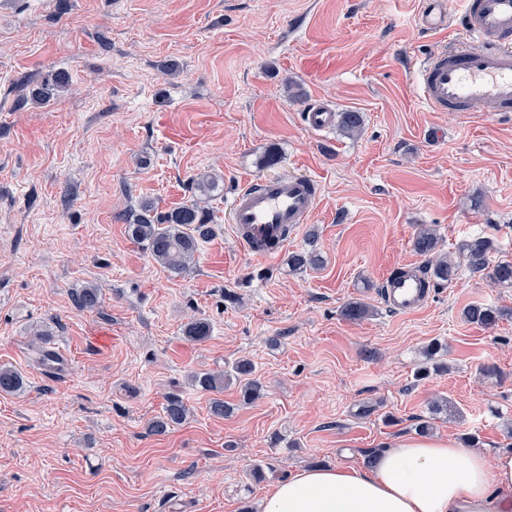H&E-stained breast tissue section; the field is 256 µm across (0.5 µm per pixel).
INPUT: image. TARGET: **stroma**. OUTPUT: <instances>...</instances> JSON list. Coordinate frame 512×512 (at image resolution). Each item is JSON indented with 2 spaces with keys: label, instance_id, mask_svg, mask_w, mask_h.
Returning <instances> with one entry per match:
<instances>
[{
  "label": "stroma",
  "instance_id": "obj_1",
  "mask_svg": "<svg viewBox=\"0 0 512 512\" xmlns=\"http://www.w3.org/2000/svg\"><path fill=\"white\" fill-rule=\"evenodd\" d=\"M422 2L0 0V365L26 381L0 395V512H251L295 471L365 462L426 418L512 450V319L462 318L512 308V289L466 273L407 315L378 295L391 270L423 264L420 224L442 250L483 234L512 258V115L417 97L414 63L456 35L419 28ZM58 71L68 89L35 101ZM316 100L363 113L362 132L315 135L302 114ZM276 169L322 186L287 244L317 231L320 270L255 257L228 222L233 191ZM202 174L223 183L206 202L217 234L177 275L128 217L144 199L160 212L192 200ZM86 286L96 310L73 301ZM351 301L370 316L344 319ZM193 315L212 324L199 345L182 336ZM41 329L58 369L36 362ZM435 342L448 370L417 378ZM242 357L264 395L244 405L225 386L235 410L213 417L190 375ZM171 394L186 421L149 434ZM439 397L451 414L431 416ZM462 316L463 319L470 324H477L485 328H492L503 319H512V308L504 309L487 306L481 303H474L463 309Z\"/></svg>",
  "mask_w": 512,
  "mask_h": 512
}]
</instances>
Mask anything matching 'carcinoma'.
<instances>
[{
	"instance_id": "obj_1",
	"label": "carcinoma",
	"mask_w": 512,
	"mask_h": 512,
	"mask_svg": "<svg viewBox=\"0 0 512 512\" xmlns=\"http://www.w3.org/2000/svg\"><path fill=\"white\" fill-rule=\"evenodd\" d=\"M68 85L69 75L59 71L52 79L32 90V96L42 100L53 90ZM341 126L346 133L354 135L362 130L364 117L360 112H345L341 115ZM127 228L132 240L141 244L157 264L174 274L189 271L201 244L216 234L211 214L200 199L163 213L157 212L153 203L142 201L139 203V212L134 214ZM413 249L424 257L423 268L437 286L452 284L466 269L474 275L486 276L498 288H512V259H494L497 247L488 236L467 237L460 241L455 251L443 253L437 230L423 224L413 238ZM287 264L288 269L296 273L321 268L324 258L317 247V235L310 234L309 247L288 254ZM74 301L81 309H95L100 303L99 291L94 287L83 288L76 292ZM341 314L349 321H360L370 314V309L361 302L352 301L343 307ZM462 316L470 324L492 328L503 319H512V308L474 303L463 309ZM211 332V323L205 317L191 318L182 329L185 340L194 344L207 341ZM230 382L238 384L245 404L253 403L263 395V386L255 377V367L248 359H239L223 371L191 374L193 386L215 394L210 399L209 411L218 418L232 413V407L221 398L224 384ZM24 389V377L19 371L0 366V394H17ZM188 414L189 408L184 400L177 395H170L164 404L163 414L151 419L147 428L154 435H164L171 428L182 424Z\"/></svg>"
}]
</instances>
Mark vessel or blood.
<instances>
[{"label":"vessel or blood","mask_w":512,"mask_h":512,"mask_svg":"<svg viewBox=\"0 0 512 512\" xmlns=\"http://www.w3.org/2000/svg\"><path fill=\"white\" fill-rule=\"evenodd\" d=\"M421 29L442 32L456 27L462 38L424 59L413 69V84L433 112H512V0H462L451 15L446 0H424L417 15ZM335 118L323 103L305 115L310 129L326 130ZM320 196V186L306 175L288 173L262 177L233 197L229 222L238 239L255 256L276 255L286 244V232L308 223ZM387 308L396 314L419 311L427 295L407 274L386 277L380 290Z\"/></svg>","instance_id":"1"}]
</instances>
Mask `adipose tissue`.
<instances>
[{
    "label": "adipose tissue",
    "mask_w": 512,
    "mask_h": 512,
    "mask_svg": "<svg viewBox=\"0 0 512 512\" xmlns=\"http://www.w3.org/2000/svg\"><path fill=\"white\" fill-rule=\"evenodd\" d=\"M258 512H512V452L402 436L371 464L297 471Z\"/></svg>",
    "instance_id": "obj_1"
}]
</instances>
